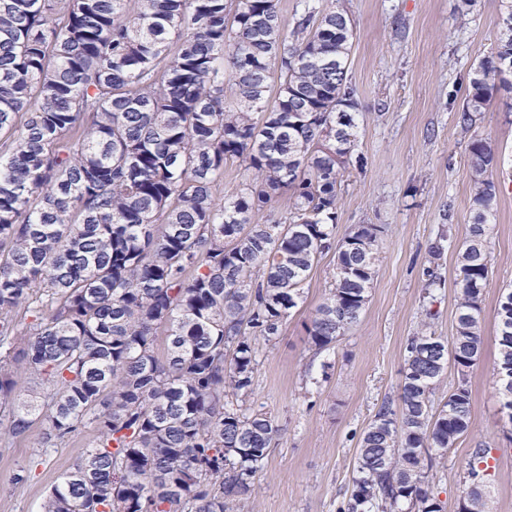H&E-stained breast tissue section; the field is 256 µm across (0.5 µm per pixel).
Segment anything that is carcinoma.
<instances>
[{"label": "carcinoma", "mask_w": 512, "mask_h": 512, "mask_svg": "<svg viewBox=\"0 0 512 512\" xmlns=\"http://www.w3.org/2000/svg\"><path fill=\"white\" fill-rule=\"evenodd\" d=\"M0 0V427L42 448L92 444L40 512H239L281 437L252 392L255 340L278 338L319 257L334 281L306 326L330 350L359 321L383 227L336 239L354 155L353 30L305 0ZM279 86L269 99L270 64ZM512 86V0L473 69L460 127ZM472 224L459 250L455 336L408 339L397 399L364 431L341 512H442L427 470L472 423L448 363L476 365L490 283L497 149L469 145ZM236 188L219 194L224 169ZM495 371L511 396L512 291L498 303ZM167 355L156 352L158 329ZM478 448L461 512H485Z\"/></svg>", "instance_id": "1"}]
</instances>
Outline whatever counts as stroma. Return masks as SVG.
Segmentation results:
<instances>
[{
	"instance_id": "1",
	"label": "stroma",
	"mask_w": 512,
	"mask_h": 512,
	"mask_svg": "<svg viewBox=\"0 0 512 512\" xmlns=\"http://www.w3.org/2000/svg\"><path fill=\"white\" fill-rule=\"evenodd\" d=\"M355 39L348 73L359 102L358 151L339 198L337 236L358 224L384 227L377 273L358 323L335 348L314 353L305 329L328 294L334 253L313 268L303 300L281 336L260 344L253 392L245 405L267 412L282 429L244 512H338L352 490L358 442L384 398L397 397L405 346L431 309L436 335L455 332L454 276L470 212L469 142H492L500 160V193L490 216V285L483 301L482 346L467 376L447 367L436 384L444 396L466 379L472 425L434 468L430 486L443 512H458L475 449L496 453L485 487L486 512H512V425L504 417L499 379V299L512 289V91L494 94L471 131L455 122L470 73L495 49L501 0H336ZM442 243L438 265L429 249ZM442 285L423 302L426 272ZM39 427L15 439L0 435V512H39L47 490L81 457L92 430L62 448L42 449ZM29 468L26 482L13 473Z\"/></svg>"
}]
</instances>
